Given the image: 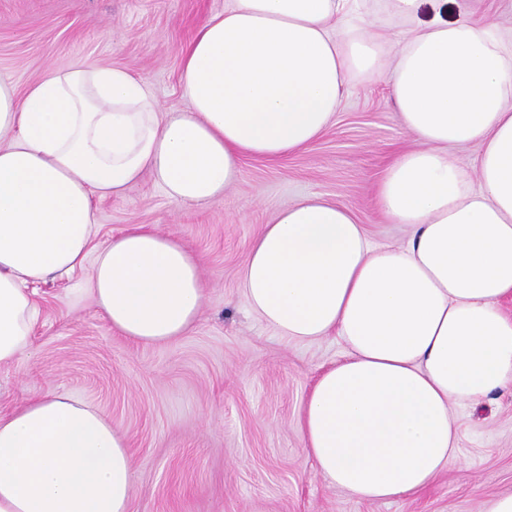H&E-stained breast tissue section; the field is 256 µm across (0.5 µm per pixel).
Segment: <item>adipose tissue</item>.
<instances>
[{
    "mask_svg": "<svg viewBox=\"0 0 512 512\" xmlns=\"http://www.w3.org/2000/svg\"><path fill=\"white\" fill-rule=\"evenodd\" d=\"M359 0H224L183 53L182 112L146 83L83 61L24 94L0 82V368L31 344L36 285L88 269L86 291L119 335L164 344L197 321L201 258L143 225L98 243L95 203L151 174L182 206L220 202L244 159L303 151L355 81L387 83L422 147L385 170L377 199L410 227L375 244L319 195L279 210L240 274L249 309L279 335H334L342 358L303 408L304 454L327 483L367 501L415 495L458 461L451 408L512 384V46L482 0H391L406 26L385 54L352 25ZM476 143V173L448 152ZM124 437L68 395L0 416V512H129Z\"/></svg>",
    "mask_w": 512,
    "mask_h": 512,
    "instance_id": "1",
    "label": "adipose tissue"
}]
</instances>
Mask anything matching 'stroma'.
Masks as SVG:
<instances>
[{"label": "stroma", "mask_w": 512, "mask_h": 512, "mask_svg": "<svg viewBox=\"0 0 512 512\" xmlns=\"http://www.w3.org/2000/svg\"><path fill=\"white\" fill-rule=\"evenodd\" d=\"M223 10L224 0H0V80L21 93L51 68L120 64L163 111L182 112L183 50ZM415 145L388 86L359 80L321 139L276 162L245 159L219 203L181 208L148 176L97 201L100 240L145 224L202 256L200 316L184 336L145 345L112 331L82 290L85 273L40 284L32 344L0 370V414L48 392L99 410L129 447L130 512H481L512 494V386L478 407H454L459 461L419 494L365 501L328 486L305 459L299 421L315 378L343 347L335 336H277L247 313L239 288L264 224L308 195L349 206L375 243H405L408 227L381 213L376 187Z\"/></svg>", "instance_id": "35a3bbf8"}]
</instances>
